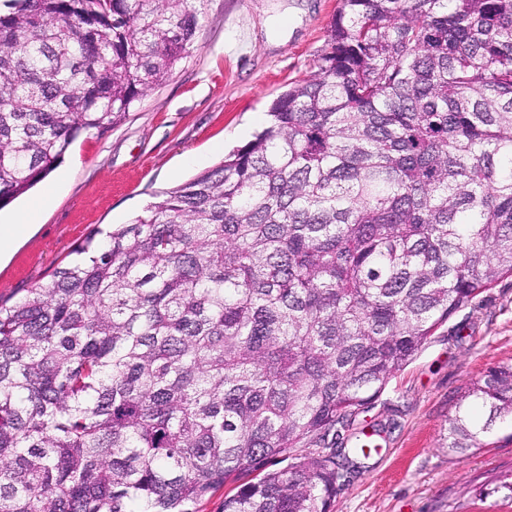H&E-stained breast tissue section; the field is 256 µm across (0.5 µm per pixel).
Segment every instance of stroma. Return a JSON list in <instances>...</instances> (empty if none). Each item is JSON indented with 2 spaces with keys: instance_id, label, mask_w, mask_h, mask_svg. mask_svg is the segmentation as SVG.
Returning <instances> with one entry per match:
<instances>
[{
  "instance_id": "stroma-1",
  "label": "stroma",
  "mask_w": 512,
  "mask_h": 512,
  "mask_svg": "<svg viewBox=\"0 0 512 512\" xmlns=\"http://www.w3.org/2000/svg\"><path fill=\"white\" fill-rule=\"evenodd\" d=\"M340 0H203L193 49L119 125L81 133L35 188L0 208L36 221L0 256V301L48 284L93 230L125 224L154 199L218 164L265 126L270 102L314 71ZM512 363V276L439 326L413 360L361 407L336 445L376 435L345 471L330 512H512L493 490L512 470V421L483 447L448 451V420L470 382Z\"/></svg>"
}]
</instances>
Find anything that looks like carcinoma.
Returning a JSON list of instances; mask_svg holds the SVG:
<instances>
[{
  "mask_svg": "<svg viewBox=\"0 0 512 512\" xmlns=\"http://www.w3.org/2000/svg\"><path fill=\"white\" fill-rule=\"evenodd\" d=\"M198 22L192 0H4L0 208ZM268 116L0 303V512H196L252 472L224 512H329L338 428L512 275V0H341ZM505 417L512 365L469 384L448 447ZM255 475L256 473H253L251 475L242 476L235 481L227 482L197 506L198 512H222L224 509V494L231 491L237 485L249 481Z\"/></svg>",
  "mask_w": 512,
  "mask_h": 512,
  "instance_id": "1",
  "label": "carcinoma"
}]
</instances>
